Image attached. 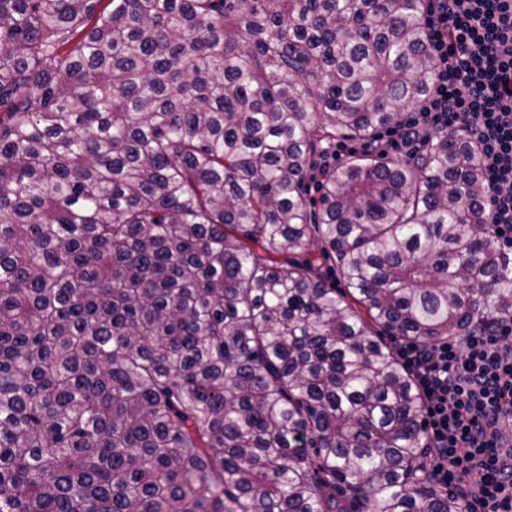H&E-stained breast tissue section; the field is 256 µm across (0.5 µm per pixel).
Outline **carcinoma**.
<instances>
[{
	"label": "carcinoma",
	"mask_w": 512,
	"mask_h": 512,
	"mask_svg": "<svg viewBox=\"0 0 512 512\" xmlns=\"http://www.w3.org/2000/svg\"><path fill=\"white\" fill-rule=\"evenodd\" d=\"M426 7L0 0V512H459L395 344L512 313L478 147L317 171Z\"/></svg>",
	"instance_id": "1"
}]
</instances>
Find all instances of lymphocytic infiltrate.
<instances>
[{
  "instance_id": "lymphocytic-infiltrate-1",
  "label": "lymphocytic infiltrate",
  "mask_w": 512,
  "mask_h": 512,
  "mask_svg": "<svg viewBox=\"0 0 512 512\" xmlns=\"http://www.w3.org/2000/svg\"><path fill=\"white\" fill-rule=\"evenodd\" d=\"M433 90L377 136L413 155L433 134L466 130L484 173V220L512 246V0H428ZM424 397L430 474L460 512H512V315L479 319L457 342L397 347Z\"/></svg>"
}]
</instances>
